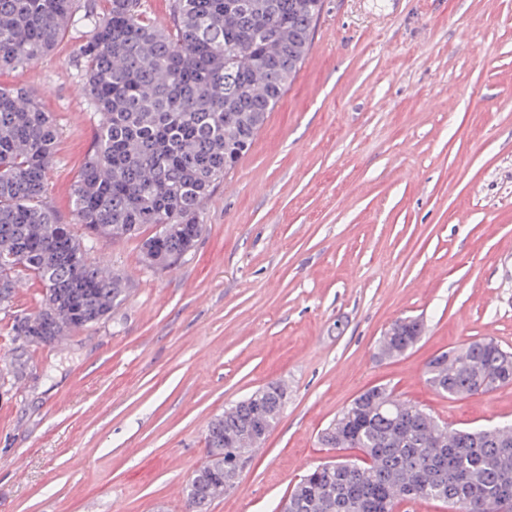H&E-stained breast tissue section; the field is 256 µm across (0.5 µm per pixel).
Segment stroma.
Listing matches in <instances>:
<instances>
[{
	"label": "stroma",
	"mask_w": 512,
	"mask_h": 512,
	"mask_svg": "<svg viewBox=\"0 0 512 512\" xmlns=\"http://www.w3.org/2000/svg\"><path fill=\"white\" fill-rule=\"evenodd\" d=\"M68 27L38 64L0 71L59 129L46 197L71 193L96 135ZM172 270L138 239L94 242L126 280L109 317L63 345L14 336L45 293L23 278L0 309V512H184L215 414L283 382L287 403L210 512H272L338 451L321 430L386 384L449 427L512 420V384L465 399L425 381L479 338L512 350V0H324L295 79L197 212ZM401 317L420 341L376 345ZM421 337V325L416 319L396 320L380 336L377 354L385 359H394L412 349Z\"/></svg>",
	"instance_id": "1"
}]
</instances>
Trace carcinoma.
<instances>
[{"mask_svg":"<svg viewBox=\"0 0 512 512\" xmlns=\"http://www.w3.org/2000/svg\"><path fill=\"white\" fill-rule=\"evenodd\" d=\"M75 0H0V67L29 66L51 52L73 22ZM82 22L89 38L83 92L99 115L74 186L78 236L46 201L57 128L24 89L0 87V306L21 278L45 287L44 303L12 331L51 345L74 328L106 319L123 279L88 261V243L142 239L147 266L171 269L192 250L196 220L213 186L233 170L300 68L323 0H170L172 26L143 17L144 0H107ZM421 337L415 319L380 336L394 359ZM496 340H475L429 360L426 382L452 399L512 383V359ZM271 383L224 408L208 424L206 461L186 491V512H208L231 470L248 463L263 426L284 406ZM325 448L359 456L318 464L275 512H400L431 501L459 512H512V425L448 430L425 408L378 385L358 395L319 435Z\"/></svg>","mask_w":512,"mask_h":512,"instance_id":"carcinoma-1","label":"carcinoma"}]
</instances>
